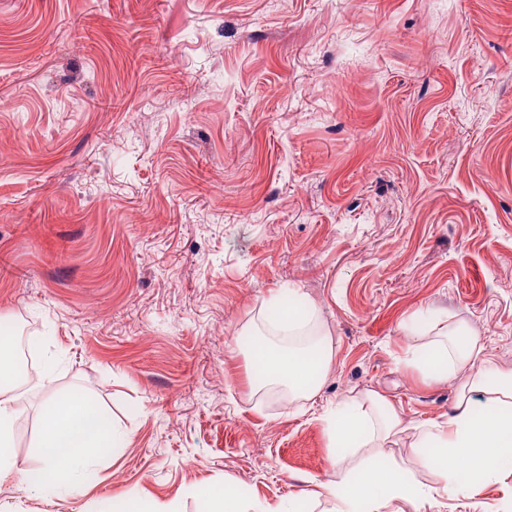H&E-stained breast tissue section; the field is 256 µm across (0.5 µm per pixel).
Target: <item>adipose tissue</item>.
<instances>
[{"instance_id":"ef3b65f1","label":"adipose tissue","mask_w":512,"mask_h":512,"mask_svg":"<svg viewBox=\"0 0 512 512\" xmlns=\"http://www.w3.org/2000/svg\"><path fill=\"white\" fill-rule=\"evenodd\" d=\"M428 318L438 340L409 346L405 362L430 381L459 382V398L448 419L428 421L407 430L402 413L376 392L360 403L337 407L328 420V436L337 455L360 448H381L408 435L407 446L436 480L425 484L402 465L361 463L354 473L319 483L318 494L332 512H448L449 499H470L488 484L512 477V369L496 365L485 345L468 329H449L436 313ZM14 339L0 336V481L20 476L24 483L51 491H72L107 458L115 440L111 419L80 394L53 396L40 407L41 427L35 446L40 464L19 468L13 429L23 398L22 372L5 353ZM334 356L322 341L306 347H284L262 339L253 347V363L263 365L268 384L287 387L291 399H312L322 388ZM486 395L476 411L475 395ZM207 512H298L295 501L251 506L226 487L203 489Z\"/></svg>"}]
</instances>
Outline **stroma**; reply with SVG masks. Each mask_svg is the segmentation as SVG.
Wrapping results in <instances>:
<instances>
[{
    "label": "stroma",
    "instance_id": "35a3bbf8",
    "mask_svg": "<svg viewBox=\"0 0 512 512\" xmlns=\"http://www.w3.org/2000/svg\"><path fill=\"white\" fill-rule=\"evenodd\" d=\"M288 288L335 358L283 405L246 342ZM429 309L512 369V0H0V332L61 361L24 465L54 395L120 436L75 492L0 483V512L307 494L356 464L336 404L447 418L457 381L403 364Z\"/></svg>",
    "mask_w": 512,
    "mask_h": 512
}]
</instances>
